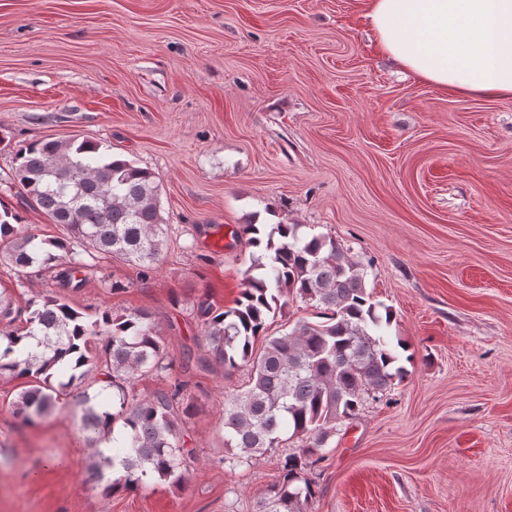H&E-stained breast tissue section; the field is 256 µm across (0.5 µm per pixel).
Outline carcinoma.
<instances>
[{
	"instance_id": "1",
	"label": "carcinoma",
	"mask_w": 512,
	"mask_h": 512,
	"mask_svg": "<svg viewBox=\"0 0 512 512\" xmlns=\"http://www.w3.org/2000/svg\"><path fill=\"white\" fill-rule=\"evenodd\" d=\"M11 180L64 235L41 238L0 202V264L28 275L50 271L58 287L76 292L82 273L99 255L133 264L148 274L165 242L160 185L135 161L116 157L98 140L44 139L16 150ZM302 224L249 223L243 233L254 248L242 290L231 307L207 297L190 307L201 323L212 361L226 371L244 368L248 384L224 398V468L234 471L291 440L298 448L282 455L279 478L257 498L253 512H310L317 494L315 471L339 428L363 404L402 382V340L385 328L391 308L371 300L359 261L326 235L307 236ZM318 310L319 320H297L277 336L268 321L288 305L286 297ZM25 333L0 335V375L30 378L15 402L32 424L59 403L70 386L90 379L82 392V429L112 437L103 461L122 475L103 487L106 495L139 489L157 476L179 486L188 479L180 422L193 413L185 384L151 395L134 381L172 369L158 324L143 311L109 309L90 316L62 296L28 306ZM101 338L98 346L91 339Z\"/></svg>"
}]
</instances>
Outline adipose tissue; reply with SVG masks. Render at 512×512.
Returning <instances> with one entry per match:
<instances>
[{
	"instance_id": "adipose-tissue-1",
	"label": "adipose tissue",
	"mask_w": 512,
	"mask_h": 512,
	"mask_svg": "<svg viewBox=\"0 0 512 512\" xmlns=\"http://www.w3.org/2000/svg\"><path fill=\"white\" fill-rule=\"evenodd\" d=\"M387 57L457 94L512 96V0H368Z\"/></svg>"
}]
</instances>
